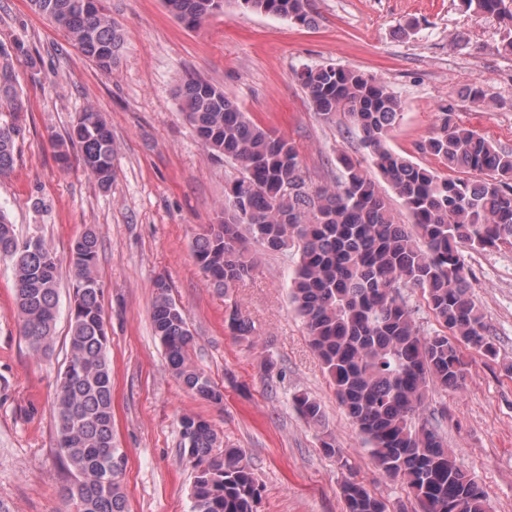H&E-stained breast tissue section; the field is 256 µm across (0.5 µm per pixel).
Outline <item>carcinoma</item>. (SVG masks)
<instances>
[{
  "label": "carcinoma",
  "mask_w": 512,
  "mask_h": 512,
  "mask_svg": "<svg viewBox=\"0 0 512 512\" xmlns=\"http://www.w3.org/2000/svg\"><path fill=\"white\" fill-rule=\"evenodd\" d=\"M251 11L310 26L311 0H237ZM465 10L505 22L502 49L512 53V0H460ZM190 29L223 10L224 0H164ZM31 10L65 30L100 70L118 60L122 35L105 0H29ZM32 62L21 42L0 44V179L10 177L24 136L27 111L16 64ZM313 111L347 117L360 133L378 176L340 154L341 176L312 186L295 148L253 121L209 81L186 74L180 109L213 158L236 161L241 176L224 191L218 223L194 244L196 264L224 295L254 270L253 248L296 251L289 298L338 403L355 425L377 467L406 485L420 512H489L487 495L423 416L429 384L459 390L469 372L464 351L496 356L485 317L469 291L459 245L473 249L512 244V150L455 120L450 102L433 136L418 150L448 166L439 175L391 149L402 103L388 86L331 63L298 74ZM78 146L84 169L105 189L112 184L115 147L103 115L85 108L55 143L67 161ZM412 217L395 222L379 181ZM0 256L12 262L16 312L32 348L50 350L59 313L61 258L40 237L19 239L0 209ZM98 235L89 228L72 244L68 265L73 306L69 357L57 380L54 422L60 454L77 472L66 498L79 512H128L122 491L124 457L115 448L112 370L107 358L104 291L97 272ZM152 324L170 370L195 396L214 403L222 393L192 362L194 336L169 284H154ZM420 293L441 327L423 336L403 296ZM224 322L248 340L253 326L236 305ZM298 412L320 425L324 411L305 393ZM179 447L194 469L192 512H258L261 489L239 448L223 445L197 414L179 420ZM340 491L346 512H388L387 504L352 477Z\"/></svg>",
  "instance_id": "obj_1"
}]
</instances>
